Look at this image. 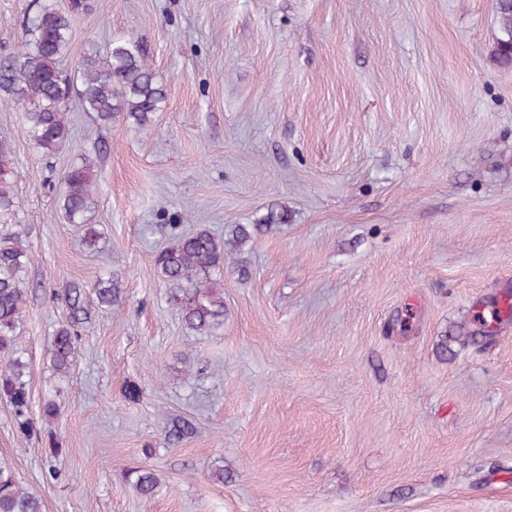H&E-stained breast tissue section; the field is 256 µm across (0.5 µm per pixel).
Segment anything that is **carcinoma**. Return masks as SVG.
I'll return each mask as SVG.
<instances>
[{
    "mask_svg": "<svg viewBox=\"0 0 512 512\" xmlns=\"http://www.w3.org/2000/svg\"><path fill=\"white\" fill-rule=\"evenodd\" d=\"M82 8L74 0L71 11L61 10L56 0H36L22 20L19 50L0 58V102L22 112L26 135L42 155L60 153L70 140L66 101L77 96L82 111L105 128L121 118L141 128L165 102L164 89L155 79L144 44L134 38L110 43L102 57L82 60L72 76L63 74L60 62L71 41V12ZM499 37L494 57L502 66L512 65V6L496 4ZM94 158L87 156L70 165L57 207L68 224L83 227L87 248L99 250L100 233L89 224L98 206L93 178ZM288 223V214L270 209L253 224H234L219 240L200 229L176 237L158 252L154 263L173 287L172 300L179 307L185 328L196 336H212L224 328V297L217 288L227 257L239 254L254 236ZM34 262L31 252L4 238L0 244V397L12 406L20 432L36 431L29 417L30 395L24 380L27 362L13 348L11 336L25 300L21 273ZM122 282L107 270L87 288L72 283L57 295L65 308L51 340L53 368L67 372L77 355L81 337L98 309H120ZM131 484L141 495L151 496L159 485L149 469L131 473ZM41 497L24 489L11 471L0 468V512H44Z\"/></svg>",
    "mask_w": 512,
    "mask_h": 512,
    "instance_id": "carcinoma-1",
    "label": "carcinoma"
}]
</instances>
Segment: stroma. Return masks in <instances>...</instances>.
Returning <instances> with one entry per match:
<instances>
[{"mask_svg":"<svg viewBox=\"0 0 512 512\" xmlns=\"http://www.w3.org/2000/svg\"><path fill=\"white\" fill-rule=\"evenodd\" d=\"M31 3L0 0V57ZM87 4L64 71L132 37L166 100L139 129L98 127L70 100L52 158L0 105V234L34 256L14 339L38 429L23 435L0 399V467L45 512H512V321L487 345L473 315L512 285V67L492 58L494 0ZM99 141L95 254L56 201ZM271 208L288 221L255 236L250 277L224 270L223 332L192 335L154 265L172 225L220 237ZM106 266L123 304L94 313L56 373L52 296ZM179 418L195 431L168 443ZM143 467L151 497L130 483Z\"/></svg>","mask_w":512,"mask_h":512,"instance_id":"obj_1","label":"stroma"}]
</instances>
